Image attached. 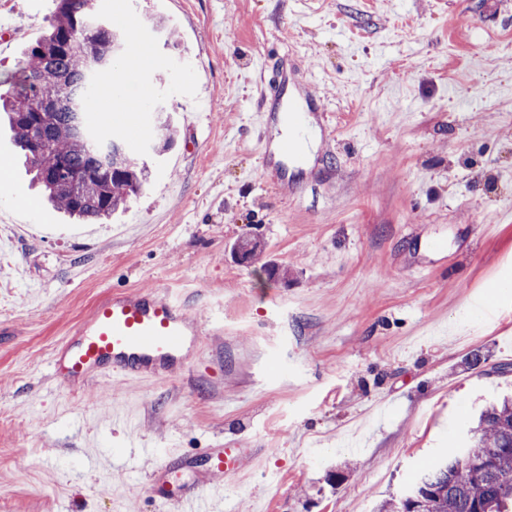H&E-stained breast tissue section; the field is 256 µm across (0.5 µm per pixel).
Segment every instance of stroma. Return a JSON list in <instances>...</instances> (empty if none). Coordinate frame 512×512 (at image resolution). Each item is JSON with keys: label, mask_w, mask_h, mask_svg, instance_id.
Here are the masks:
<instances>
[{"label": "stroma", "mask_w": 512, "mask_h": 512, "mask_svg": "<svg viewBox=\"0 0 512 512\" xmlns=\"http://www.w3.org/2000/svg\"><path fill=\"white\" fill-rule=\"evenodd\" d=\"M97 6L146 51L97 80V129L155 141L161 107L176 136L126 211L73 224L0 127V512H176L140 444L259 449L221 512H375L512 392V0ZM54 10L0 0V92ZM280 73L318 98L310 169L258 119ZM120 289L185 300L202 353L59 387L54 350Z\"/></svg>", "instance_id": "1"}]
</instances>
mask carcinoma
I'll return each mask as SVG.
<instances>
[{
    "label": "carcinoma",
    "instance_id": "cac0c4a2",
    "mask_svg": "<svg viewBox=\"0 0 512 512\" xmlns=\"http://www.w3.org/2000/svg\"><path fill=\"white\" fill-rule=\"evenodd\" d=\"M48 31L24 50L12 87L0 93L15 145L44 197L83 224H102L143 190L147 166L124 152L107 157L92 132L96 78L114 69L119 31L101 21L94 0H55ZM153 151L168 150L174 129L159 122ZM512 397L492 403L464 444L421 473L379 512H512Z\"/></svg>",
    "mask_w": 512,
    "mask_h": 512
}]
</instances>
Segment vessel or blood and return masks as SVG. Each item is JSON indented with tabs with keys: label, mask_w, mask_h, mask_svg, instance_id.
I'll list each match as a JSON object with an SVG mask.
<instances>
[{
	"label": "vessel or blood",
	"mask_w": 512,
	"mask_h": 512,
	"mask_svg": "<svg viewBox=\"0 0 512 512\" xmlns=\"http://www.w3.org/2000/svg\"><path fill=\"white\" fill-rule=\"evenodd\" d=\"M203 343L200 324L182 302L153 290L111 295L100 301L57 349L52 374L62 386L112 373L142 379L177 368L190 348ZM247 450L209 448L195 458L175 449L159 457L152 474L161 480L205 461L200 482L180 485L175 496L180 512H219L224 481L245 470Z\"/></svg>",
	"instance_id": "obj_1"
}]
</instances>
